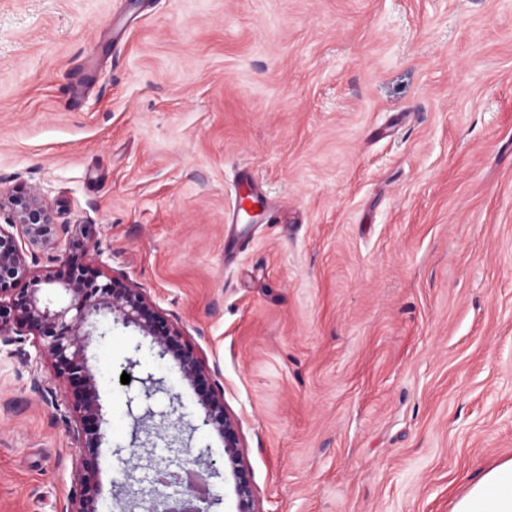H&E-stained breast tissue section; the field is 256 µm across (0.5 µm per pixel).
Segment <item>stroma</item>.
<instances>
[{"instance_id":"obj_1","label":"stroma","mask_w":512,"mask_h":512,"mask_svg":"<svg viewBox=\"0 0 512 512\" xmlns=\"http://www.w3.org/2000/svg\"><path fill=\"white\" fill-rule=\"evenodd\" d=\"M242 170L284 223H225ZM19 191L90 227L33 274L124 278L196 347L261 512H450L512 458V0H0ZM99 328L104 512L175 457L223 468L173 359ZM14 348L0 512H62L75 416Z\"/></svg>"}]
</instances>
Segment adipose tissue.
Returning a JSON list of instances; mask_svg holds the SVG:
<instances>
[{
    "instance_id": "1",
    "label": "adipose tissue",
    "mask_w": 512,
    "mask_h": 512,
    "mask_svg": "<svg viewBox=\"0 0 512 512\" xmlns=\"http://www.w3.org/2000/svg\"><path fill=\"white\" fill-rule=\"evenodd\" d=\"M451 512H512V458L501 461L470 485Z\"/></svg>"
}]
</instances>
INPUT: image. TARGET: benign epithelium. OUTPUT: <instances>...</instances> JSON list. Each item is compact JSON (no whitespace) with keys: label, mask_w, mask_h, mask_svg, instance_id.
I'll use <instances>...</instances> for the list:
<instances>
[{"label":"benign epithelium","mask_w":512,"mask_h":512,"mask_svg":"<svg viewBox=\"0 0 512 512\" xmlns=\"http://www.w3.org/2000/svg\"><path fill=\"white\" fill-rule=\"evenodd\" d=\"M69 230L70 225L57 223L53 209L35 194L11 197L5 224L0 225V296L24 279L33 280V287L12 299L16 317L0 318V347L12 345L15 333L32 335L39 354L51 360L56 376L66 383V397L76 414L72 428L79 448L75 487L63 512H101L98 448L106 433L98 381L87 366L86 349L98 330L99 318L109 316L150 338L160 356L173 358L181 380L194 389L203 409L201 426L214 429L224 440L225 465L234 480L235 512H259L237 420L224 409V391L195 347L143 290L114 276L101 283L100 272L82 267L74 269L63 286L69 304L55 308L51 299L44 297V286L54 284V279L49 274L31 276L28 259L55 250L61 234ZM191 464L199 467L197 475L205 483L219 476L202 453ZM184 472L183 466L155 469L153 484L163 491L131 508L139 512H184L192 495L191 487L182 481Z\"/></svg>","instance_id":"7a95c632"}]
</instances>
